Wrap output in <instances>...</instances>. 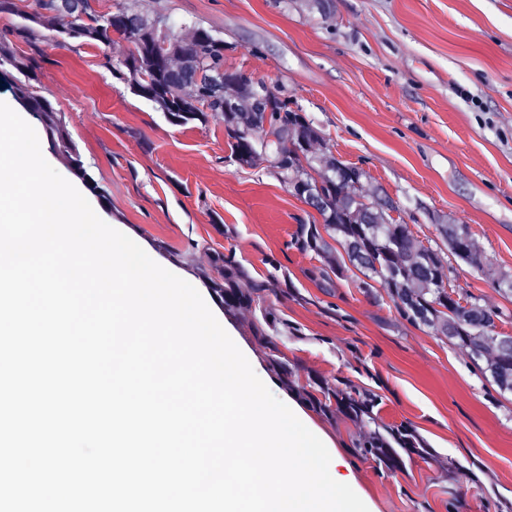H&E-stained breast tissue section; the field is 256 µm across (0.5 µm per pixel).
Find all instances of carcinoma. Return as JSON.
I'll return each mask as SVG.
<instances>
[{
	"label": "carcinoma",
	"instance_id": "obj_1",
	"mask_svg": "<svg viewBox=\"0 0 512 512\" xmlns=\"http://www.w3.org/2000/svg\"><path fill=\"white\" fill-rule=\"evenodd\" d=\"M33 2L32 11L20 15L19 37L47 32L58 46L73 41L105 44L114 36L124 41L128 52L115 75L133 94L156 103L176 124L223 117L238 164L266 165L295 196L314 207L323 223L299 225L291 245L320 258L321 266L309 272L320 287H335V279L355 268L364 276L359 287L369 292L374 284L383 285L402 318L415 326L435 328L500 392L512 393V336L496 333L501 312L478 303L464 305L454 297L440 250L423 245L409 225L392 218L395 206L390 198L366 199L361 192L362 169L325 153L318 158V166L303 165L302 159L322 141L318 130L288 107V98L280 90L257 96L248 83L224 75V41L212 30L184 23L186 35L182 36L166 15L122 7L102 13L94 7L96 0ZM145 19L165 29L168 53L155 52L153 31L144 26ZM34 69L32 61L0 41V90L11 92L24 111L36 116L71 171L91 193L105 199L106 191L84 165L61 114L48 97L34 94L24 81ZM234 99L236 107L224 111V104ZM437 230L452 255L482 268L480 251L466 225L439 224ZM337 244L344 254L337 253ZM213 264L219 277L209 281V288L222 297L230 313L253 312L263 295L278 287L277 275L255 280L232 254L215 255ZM251 328L258 343L268 349L269 370L288 390L332 418L343 417L361 426L354 446L364 456L390 469L403 467L413 455L433 454L431 449L416 450L425 444L416 430L406 424H386L378 417L379 399L373 391L317 378L309 389L297 386L294 369L278 356L277 339L288 335V323L274 309L266 308L261 317H253Z\"/></svg>",
	"mask_w": 512,
	"mask_h": 512
}]
</instances>
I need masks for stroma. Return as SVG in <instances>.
I'll return each instance as SVG.
<instances>
[{"mask_svg":"<svg viewBox=\"0 0 512 512\" xmlns=\"http://www.w3.org/2000/svg\"><path fill=\"white\" fill-rule=\"evenodd\" d=\"M142 5L201 24L224 39V69L282 90L323 141L316 153L363 169L364 195L389 197L393 217L422 244L439 224L467 225L482 254L476 270L442 258L462 299L499 309L512 335V0H97L102 12ZM0 14V40L37 65L30 82L61 113L80 155L106 192L97 215L159 265L192 284L249 360L268 376L249 318L225 312L205 278L214 253H234L282 291L262 299L295 327L279 350L299 385L319 377L379 397L383 422L412 426L436 459L382 470L354 446L356 423L331 419L277 389L279 400L345 462L342 474L368 512H494L512 503V395L500 394L469 359L398 313L386 288L364 293L349 270L333 289L307 272L320 264L292 246L298 225L321 216L266 166L237 164L224 121L171 123L112 72L121 40L57 47L18 37ZM462 467L455 480L440 460Z\"/></svg>","mask_w":512,"mask_h":512,"instance_id":"stroma-1","label":"stroma"}]
</instances>
